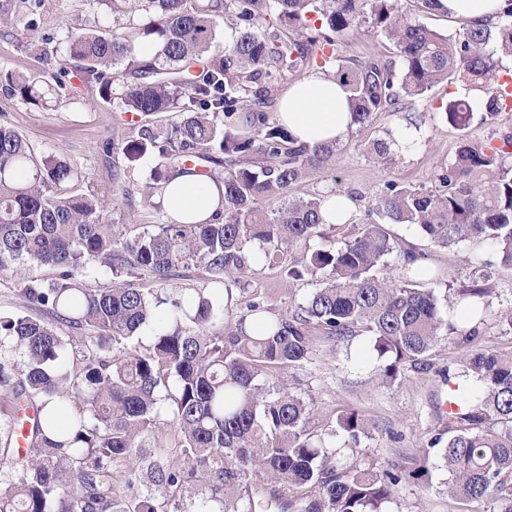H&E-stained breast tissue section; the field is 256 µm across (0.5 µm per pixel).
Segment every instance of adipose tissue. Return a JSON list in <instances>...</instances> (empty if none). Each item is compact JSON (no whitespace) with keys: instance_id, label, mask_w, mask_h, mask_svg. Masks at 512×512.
<instances>
[{"instance_id":"ef3b65f1","label":"adipose tissue","mask_w":512,"mask_h":512,"mask_svg":"<svg viewBox=\"0 0 512 512\" xmlns=\"http://www.w3.org/2000/svg\"><path fill=\"white\" fill-rule=\"evenodd\" d=\"M350 93L340 82L319 74L288 85L276 103L275 115L297 143H340L352 129ZM224 186L198 173L176 174L162 192L172 222L198 224L222 209Z\"/></svg>"}]
</instances>
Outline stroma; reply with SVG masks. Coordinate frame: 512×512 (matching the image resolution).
<instances>
[{
	"label": "stroma",
	"mask_w": 512,
	"mask_h": 512,
	"mask_svg": "<svg viewBox=\"0 0 512 512\" xmlns=\"http://www.w3.org/2000/svg\"><path fill=\"white\" fill-rule=\"evenodd\" d=\"M112 24L110 11L95 0H47L46 12L37 28L21 27L13 32L0 29V69L50 80L53 67L30 50L31 45L40 43L44 33L60 25L108 31ZM341 50L353 67L375 59L392 62L397 59L387 38L365 30L345 37ZM461 91V84H441L400 111L378 113L370 126L352 131L339 144L328 166L299 183L294 189L295 196L306 198L332 190L349 196L355 205L351 221L359 224L367 220L386 184L438 187V175L453 160L461 138L486 143L494 135L512 136V111L500 113L484 123L476 119L466 125L450 121L445 108ZM62 97L60 105L42 108L0 92V125L18 132L36 156L54 155L77 169L78 176L65 186V193L96 191L111 197L112 202L103 213L106 222L156 223L157 211L136 192L157 163L153 154H146L134 163L126 182L131 197L113 192L114 159L105 151L104 144L122 131L126 115L118 112L116 104L104 102L97 84L89 80L72 78ZM411 125L417 128L416 143L407 153L396 154L394 163L380 164L368 154V142L386 138L398 128ZM389 231L395 239L415 244L427 253L429 262L439 272L429 286L440 298H447L449 288L468 282L469 260L480 252V245L463 241L448 249L439 248L410 224H393ZM56 274V269L48 265L21 275L0 273V314L23 312L49 320V313L29 304L20 288L23 279L48 280ZM250 285L261 289L277 312L288 310L290 304L304 302L316 287L312 280L287 286L270 271L254 276ZM510 309L512 267L500 265L483 315L482 346L512 348V328L499 321L500 314ZM457 353L451 339L441 338L433 351V369H407L401 381L387 389L379 383L375 371L378 361L367 335L351 336L339 342L319 336L314 340L311 361L295 376H284L283 381L292 384L309 402L316 430L337 428L338 415L349 408L358 409L365 416L370 429L358 445L362 464L410 466L415 459L428 456L427 479L401 483L386 506L387 512H490L488 503L463 504L451 499L448 473L440 465L439 451L428 446L434 434L448 430L449 401L468 398L475 389L463 377L443 382L439 371Z\"/></svg>",
	"instance_id": "obj_1"
}]
</instances>
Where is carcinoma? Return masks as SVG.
I'll list each match as a JSON object with an SVG mask.
<instances>
[{
    "label": "carcinoma",
    "mask_w": 512,
    "mask_h": 512,
    "mask_svg": "<svg viewBox=\"0 0 512 512\" xmlns=\"http://www.w3.org/2000/svg\"><path fill=\"white\" fill-rule=\"evenodd\" d=\"M14 2L17 21L38 25L46 0ZM93 2L129 28L70 29L64 45L102 98L136 116L105 143L126 160L116 167V189L131 196L122 181L127 167L155 153L144 201L171 175L203 167L224 184L223 211L213 221L144 224L135 233L107 224L99 194L60 192L77 178L70 163L36 157L0 125V272L61 269L47 285L28 279L22 288L58 326L0 315L3 457L14 452L20 402L38 416L24 458L0 462V512H385L402 481L427 475V459L411 469L363 468L357 445L367 419L343 411L338 448L336 430L310 429L306 402L275 383L311 360L314 337L340 341L360 332L373 339L388 388L407 365L431 369L441 336L461 349L440 374L472 378L479 392L467 407L448 409V440L435 437L430 446L443 445L451 497L512 512V350L479 347L480 323L453 322L433 289L381 274L391 255L399 264L420 258L385 224H326L325 196H291L336 146L296 143L272 110L279 80L319 59L349 87L352 121L362 130L377 113L402 109L403 98L456 80L464 94L448 103L451 121L475 111L494 117L505 110L496 88L506 73L502 59L512 57V0L458 38L425 26L404 7L409 0ZM272 12L288 34L261 30ZM313 13L318 27L309 24ZM220 25L233 38L213 53ZM365 28L392 42L400 70L377 60L346 64L340 37ZM67 77L60 68L51 83L13 72L3 81L7 94L38 107L59 101ZM166 112L180 118L160 132L153 120ZM367 150L383 164L395 161L386 140ZM438 181V191L388 183L372 212L417 226L442 248L465 240L489 248L493 258L472 256L470 284L454 289L477 312L492 292L494 261L512 266V137L498 147L462 139ZM334 237L342 247L317 245ZM90 261L129 280L87 288L77 273ZM192 269L205 286L172 285ZM265 270L290 286L315 279L318 288L281 313L261 294L240 300ZM211 284L224 288V298ZM61 324L90 335L67 336ZM253 478L277 489L243 503L240 489Z\"/></svg>",
    "instance_id": "1"
}]
</instances>
